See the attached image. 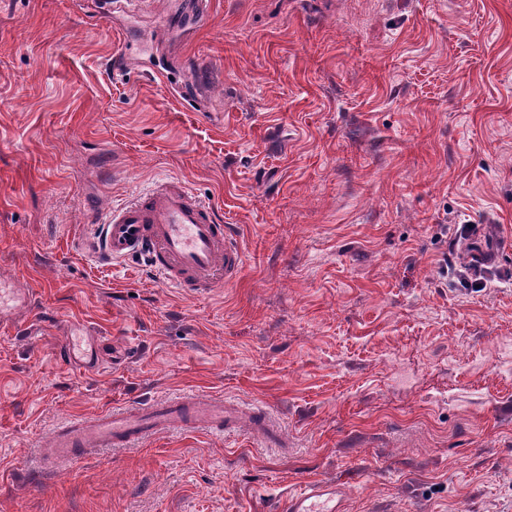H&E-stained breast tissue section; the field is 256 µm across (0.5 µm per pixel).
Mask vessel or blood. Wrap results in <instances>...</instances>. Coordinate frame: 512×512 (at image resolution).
Returning <instances> with one entry per match:
<instances>
[{
	"label": "vessel or blood",
	"mask_w": 512,
	"mask_h": 512,
	"mask_svg": "<svg viewBox=\"0 0 512 512\" xmlns=\"http://www.w3.org/2000/svg\"><path fill=\"white\" fill-rule=\"evenodd\" d=\"M85 248L104 250L115 261L146 258L163 282L187 294L234 282L244 266L236 234L229 225L215 222L213 205L173 180L112 207L102 221L100 241L86 242ZM189 425L221 434L233 431L236 422L225 413L223 398L187 393L139 410L68 419L55 429L51 445L57 459L70 460L82 452L129 446L159 430ZM282 509L343 512V494L336 485L312 482L289 495Z\"/></svg>",
	"instance_id": "vessel-or-blood-1"
}]
</instances>
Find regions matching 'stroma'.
I'll return each instance as SVG.
<instances>
[{"label":"stroma","mask_w":512,"mask_h":512,"mask_svg":"<svg viewBox=\"0 0 512 512\" xmlns=\"http://www.w3.org/2000/svg\"><path fill=\"white\" fill-rule=\"evenodd\" d=\"M152 3L0 0V279L29 295L0 321V512H280L311 481L346 512H512V0ZM160 179L239 232L236 282L80 249ZM189 392L240 428L46 459L68 417Z\"/></svg>","instance_id":"1"}]
</instances>
